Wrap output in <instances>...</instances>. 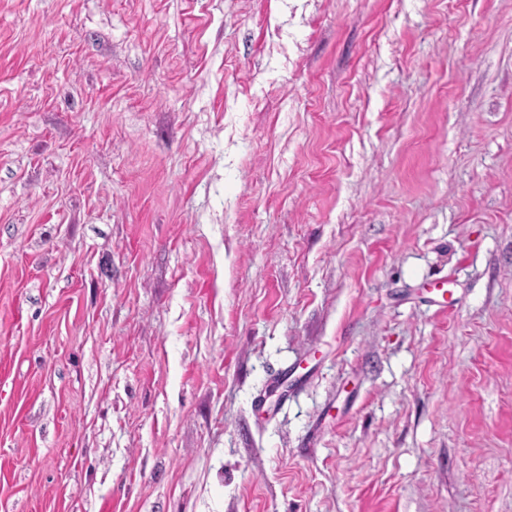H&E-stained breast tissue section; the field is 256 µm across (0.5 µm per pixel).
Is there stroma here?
<instances>
[{"label":"stroma","instance_id":"35a3bbf8","mask_svg":"<svg viewBox=\"0 0 512 512\" xmlns=\"http://www.w3.org/2000/svg\"><path fill=\"white\" fill-rule=\"evenodd\" d=\"M0 512H512V0H0Z\"/></svg>","mask_w":512,"mask_h":512}]
</instances>
